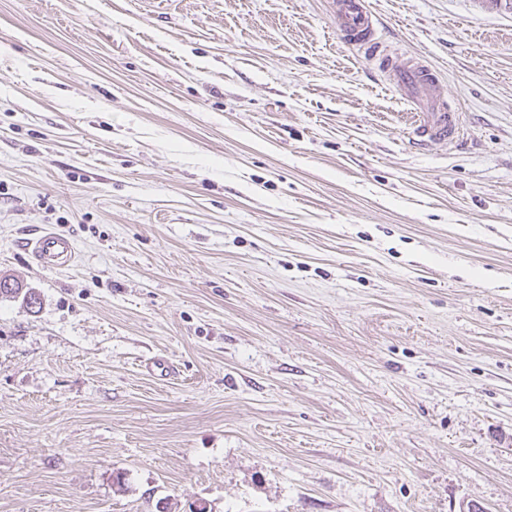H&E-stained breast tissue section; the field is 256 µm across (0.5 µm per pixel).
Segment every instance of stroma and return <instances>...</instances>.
I'll use <instances>...</instances> for the list:
<instances>
[{
  "mask_svg": "<svg viewBox=\"0 0 512 512\" xmlns=\"http://www.w3.org/2000/svg\"><path fill=\"white\" fill-rule=\"evenodd\" d=\"M368 5L457 145L328 0H0V512H512V0ZM332 10L343 39L373 56L379 71L391 81L402 99L421 111L416 112L417 142L456 145L462 126L461 113L447 100L434 95L440 81L436 69L423 57L388 49L379 36L380 23L366 0H333ZM26 247L36 262L46 268H61L73 265L77 259V248L72 238L46 231L26 241Z\"/></svg>",
  "mask_w": 512,
  "mask_h": 512,
  "instance_id": "stroma-1",
  "label": "stroma"
}]
</instances>
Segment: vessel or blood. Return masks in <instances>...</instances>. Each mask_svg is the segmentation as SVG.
Here are the masks:
<instances>
[{
    "label": "vessel or blood",
    "instance_id": "vessel-or-blood-1",
    "mask_svg": "<svg viewBox=\"0 0 512 512\" xmlns=\"http://www.w3.org/2000/svg\"><path fill=\"white\" fill-rule=\"evenodd\" d=\"M338 29L343 39L363 48L378 62L382 75L391 81L402 99L419 110L414 133L420 142L457 144L462 118L447 100L437 98L434 89L438 72L424 58L388 49L379 35L380 23L367 0H332ZM36 262L46 268L68 267L77 259L72 238L46 231L26 243Z\"/></svg>",
    "mask_w": 512,
    "mask_h": 512
}]
</instances>
